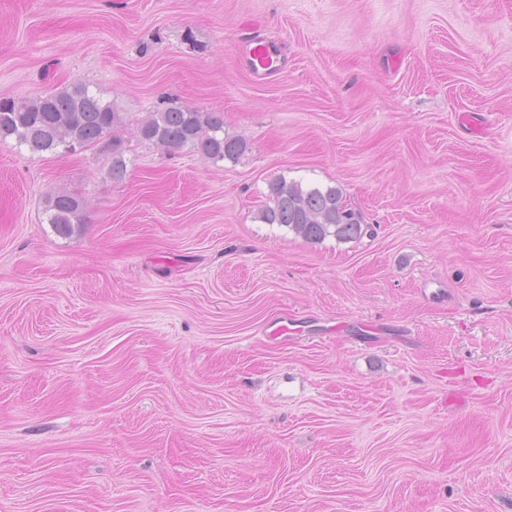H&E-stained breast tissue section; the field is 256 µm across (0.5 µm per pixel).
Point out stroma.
Wrapping results in <instances>:
<instances>
[{
    "label": "stroma",
    "mask_w": 512,
    "mask_h": 512,
    "mask_svg": "<svg viewBox=\"0 0 512 512\" xmlns=\"http://www.w3.org/2000/svg\"><path fill=\"white\" fill-rule=\"evenodd\" d=\"M76 80L126 173L0 143V512H512V0H0V98ZM168 99L246 152L140 140ZM246 53L251 65L259 73L260 70L266 72L273 69L277 63L274 51L267 43L251 42ZM257 218L264 224L286 227L309 242H321L327 237L344 241L371 235L360 213L347 208L335 187L303 185L302 181L284 178L270 184L268 202L259 210ZM48 224L58 236H71L84 223V201L68 192H58L45 204Z\"/></svg>",
    "instance_id": "35a3bbf8"
}]
</instances>
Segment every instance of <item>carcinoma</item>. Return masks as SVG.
Returning a JSON list of instances; mask_svg holds the SVG:
<instances>
[{"instance_id": "obj_1", "label": "carcinoma", "mask_w": 512, "mask_h": 512, "mask_svg": "<svg viewBox=\"0 0 512 512\" xmlns=\"http://www.w3.org/2000/svg\"><path fill=\"white\" fill-rule=\"evenodd\" d=\"M125 113L103 100L90 84L76 80L38 98H0V142L9 139L34 154H73L96 146L112 154V177L125 175L123 141L117 132ZM137 136L163 148H190L214 160L234 159L247 142L224 135L217 112L170 102L136 125ZM47 221L62 237L84 223V201L68 192L51 195L45 204ZM264 224H278L309 242L328 237L338 241L367 235L359 212L346 206L340 191L281 178L270 184L268 202L259 210Z\"/></svg>"}]
</instances>
